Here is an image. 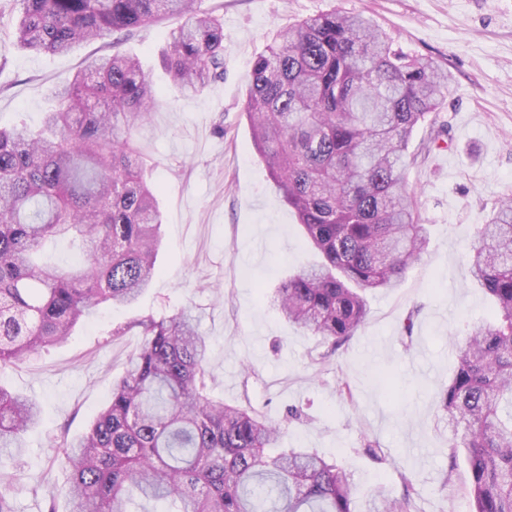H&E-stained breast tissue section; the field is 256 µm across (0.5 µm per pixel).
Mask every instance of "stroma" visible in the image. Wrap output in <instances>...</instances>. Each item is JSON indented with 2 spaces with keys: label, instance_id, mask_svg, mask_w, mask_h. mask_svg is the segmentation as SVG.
Segmentation results:
<instances>
[{
  "label": "stroma",
  "instance_id": "stroma-1",
  "mask_svg": "<svg viewBox=\"0 0 512 512\" xmlns=\"http://www.w3.org/2000/svg\"><path fill=\"white\" fill-rule=\"evenodd\" d=\"M224 25V77L187 98L160 64L173 26L163 17L123 42L149 72L159 105L136 139L164 214L158 273L135 307L104 306L65 344L6 370L15 391L37 400L40 423L9 467L15 512H67L50 499L65 472L52 439L81 435L102 410L142 345L136 317L190 310L210 343L214 394L287 421V448H307L346 469L359 512L376 492L412 512H471L465 457L448 459L451 434L439 398L456 369L450 342L489 319L490 296L469 281L463 256L498 201L512 195V0H204ZM336 10L372 17L406 52L433 59L450 77L437 144L407 170L418 190L427 247L398 287L369 294L364 325L329 362L318 337L288 325L268 296L294 264L313 260L292 209L276 194L244 114L255 58L274 34ZM14 19L0 15V127H38L51 91L90 58L98 42L40 55L13 46ZM349 382L353 396L337 392ZM297 419H289V409ZM373 443L380 457L365 453Z\"/></svg>",
  "mask_w": 512,
  "mask_h": 512
}]
</instances>
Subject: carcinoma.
Returning a JSON list of instances; mask_svg holds the SVG:
<instances>
[{
  "label": "carcinoma",
  "instance_id": "obj_1",
  "mask_svg": "<svg viewBox=\"0 0 512 512\" xmlns=\"http://www.w3.org/2000/svg\"><path fill=\"white\" fill-rule=\"evenodd\" d=\"M202 0H5L13 45L62 54L114 49L52 92L42 124L0 128V374L62 344L98 306L132 307L157 275L163 213L136 130L157 95L123 36L162 15L179 21L162 66L186 94L224 78V26ZM448 72L394 46L374 21L334 11L279 31L251 72L244 105L254 146L319 260L273 296L318 336L329 360L367 318L366 292L396 288L426 246L406 171L414 130L435 124ZM50 238L80 243L73 265L41 260ZM497 314L468 326L441 410L470 471L472 512H512V198L477 227L465 253ZM143 346L87 431L53 444L68 512H129L137 497L166 512H355L349 474L316 452L281 447L284 431L210 393L207 339L193 316L146 315ZM40 420L36 401L0 384V470ZM377 493L366 512H410Z\"/></svg>",
  "mask_w": 512,
  "mask_h": 512
}]
</instances>
